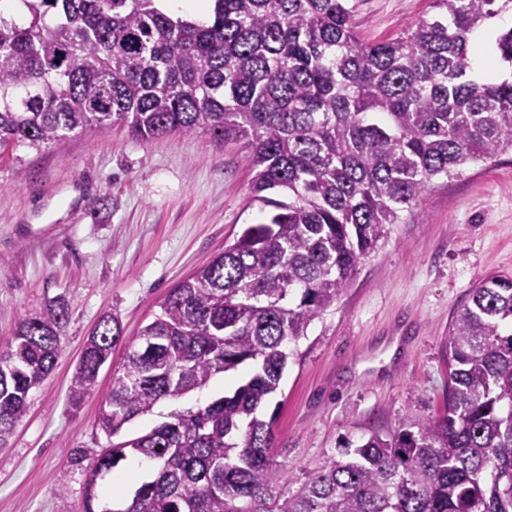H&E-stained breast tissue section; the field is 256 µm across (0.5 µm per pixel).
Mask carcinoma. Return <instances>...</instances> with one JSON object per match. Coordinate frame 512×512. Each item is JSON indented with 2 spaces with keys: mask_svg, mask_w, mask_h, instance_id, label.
Wrapping results in <instances>:
<instances>
[{
  "mask_svg": "<svg viewBox=\"0 0 512 512\" xmlns=\"http://www.w3.org/2000/svg\"><path fill=\"white\" fill-rule=\"evenodd\" d=\"M364 42L360 0H213L205 19L158 0H0V154L119 123L137 140L206 133L251 150L249 224L171 288L112 373L98 423L115 435L160 400L251 363L231 394L112 445L85 512H512V275L473 289L448 330L444 416L347 441L296 479L263 408L290 344L348 288L389 226L439 178L512 150V28L476 74L475 34L512 0H431ZM63 302L17 323L0 355V443L52 373ZM122 342L105 318L76 367L73 406ZM130 456L155 468L123 508L96 487Z\"/></svg>",
  "mask_w": 512,
  "mask_h": 512,
  "instance_id": "carcinoma-1",
  "label": "carcinoma"
}]
</instances>
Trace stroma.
I'll use <instances>...</instances> for the list:
<instances>
[{
	"label": "stroma",
	"mask_w": 512,
	"mask_h": 512,
	"mask_svg": "<svg viewBox=\"0 0 512 512\" xmlns=\"http://www.w3.org/2000/svg\"><path fill=\"white\" fill-rule=\"evenodd\" d=\"M429 10L430 0H362L358 30L380 42ZM251 178L243 142L204 133L143 142L118 125L0 155V354L20 316L69 305L57 365L0 446V512H83L85 469L113 443L98 425L110 367L97 395L70 401L88 337L109 315L133 342L170 288L255 223ZM495 272L512 274V151L436 181L309 326L278 396L276 460L301 479L343 440L443 415L448 328ZM241 377L221 373L159 401L123 439L207 405Z\"/></svg>",
	"instance_id": "35a3bbf8"
}]
</instances>
